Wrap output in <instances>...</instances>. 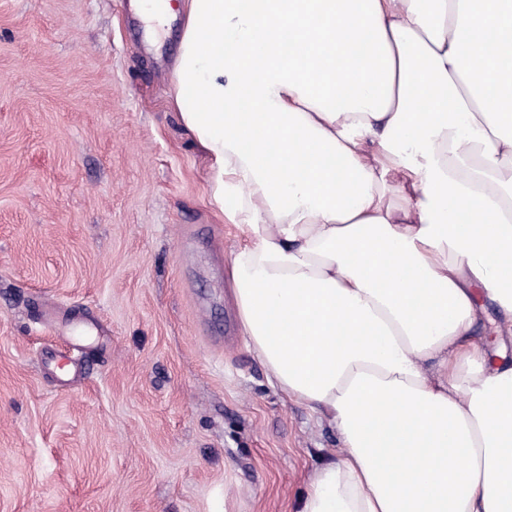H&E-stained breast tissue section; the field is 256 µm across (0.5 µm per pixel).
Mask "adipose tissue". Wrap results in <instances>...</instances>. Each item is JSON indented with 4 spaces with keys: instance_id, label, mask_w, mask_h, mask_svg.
I'll list each match as a JSON object with an SVG mask.
<instances>
[{
    "instance_id": "obj_1",
    "label": "adipose tissue",
    "mask_w": 512,
    "mask_h": 512,
    "mask_svg": "<svg viewBox=\"0 0 512 512\" xmlns=\"http://www.w3.org/2000/svg\"><path fill=\"white\" fill-rule=\"evenodd\" d=\"M174 9L171 102L245 235L242 332L270 385L340 435L298 512H512V361L478 339L474 298L512 336V0L152 17ZM478 299H479V306L482 307V318L485 322V328L487 332H483L480 336L482 339H486L488 343L492 347H495L496 345V336L493 334L492 329L494 327V323L500 321L501 317V309L498 307V305L489 299L486 292H482L481 290H478Z\"/></svg>"
}]
</instances>
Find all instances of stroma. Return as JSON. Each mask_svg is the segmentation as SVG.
<instances>
[{
  "label": "stroma",
  "instance_id": "35a3bbf8",
  "mask_svg": "<svg viewBox=\"0 0 512 512\" xmlns=\"http://www.w3.org/2000/svg\"><path fill=\"white\" fill-rule=\"evenodd\" d=\"M183 26L0 0V512H296L339 445L245 343Z\"/></svg>",
  "mask_w": 512,
  "mask_h": 512
}]
</instances>
